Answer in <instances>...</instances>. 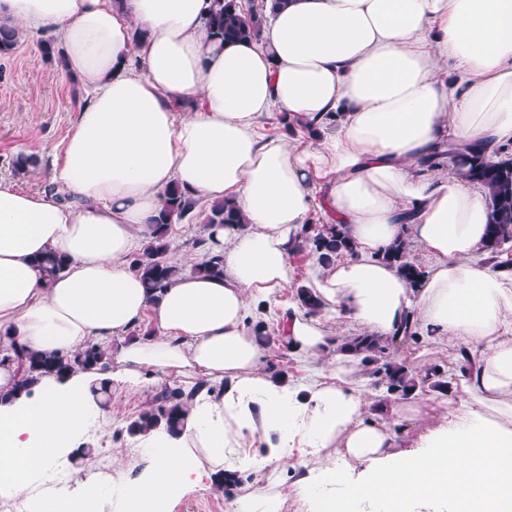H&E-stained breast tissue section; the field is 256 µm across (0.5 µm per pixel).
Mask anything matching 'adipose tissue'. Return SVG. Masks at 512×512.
Returning a JSON list of instances; mask_svg holds the SVG:
<instances>
[{"label": "adipose tissue", "mask_w": 512, "mask_h": 512, "mask_svg": "<svg viewBox=\"0 0 512 512\" xmlns=\"http://www.w3.org/2000/svg\"><path fill=\"white\" fill-rule=\"evenodd\" d=\"M209 4L0 0V23L53 39L87 97L53 191L0 180V344L107 352L0 403V493L29 512H173L254 464L261 438L275 463L334 451L292 485L307 512H512V269L486 259L483 187L428 165L452 144H512V0H288L257 39L224 45ZM272 110L339 119L303 146L258 134ZM175 183L235 202L246 223L209 230L223 278L187 273L155 298L130 257ZM315 210L356 253L314 273L321 315L282 323L294 359L327 361L329 381L302 389L263 371L249 320L288 286ZM402 236L430 261L417 289L381 260ZM49 250L69 265L48 284L33 260ZM409 311L474 357L447 415L413 441L399 425L415 407L368 397L359 358L337 350L340 323L389 336ZM144 322L151 335L131 337ZM163 375L224 389L195 394L179 435L134 438L112 472L90 457L58 480L114 411L101 385L145 397Z\"/></svg>", "instance_id": "1"}]
</instances>
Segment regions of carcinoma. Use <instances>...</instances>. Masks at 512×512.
Here are the masks:
<instances>
[{"instance_id": "1", "label": "carcinoma", "mask_w": 512, "mask_h": 512, "mask_svg": "<svg viewBox=\"0 0 512 512\" xmlns=\"http://www.w3.org/2000/svg\"><path fill=\"white\" fill-rule=\"evenodd\" d=\"M266 23L262 13L245 12L237 0H211L206 26L211 37L230 44L255 39ZM21 38L19 29L0 24V56L11 54ZM449 161L461 176L481 184L489 199V222L485 251L492 262L503 254V247L512 245V155L503 153L498 159L488 158L472 146L456 149ZM196 200L180 189L171 186L158 214L150 224L148 243L142 253L131 261L132 269L140 276L145 288L153 296L161 295L172 279L189 271L209 277L224 275V257L206 251L204 259L185 269L173 264L168 257L171 249L169 230L173 221L183 220L194 211ZM208 226L243 224L245 218L234 203L224 201L209 207L205 216ZM295 254H306L320 266L329 267L336 258L353 255L355 243L343 224H308L297 236L292 246ZM381 260L394 267L410 287L416 288L425 278V266L411 254V242L399 238L382 254ZM45 282L57 277L68 264L67 258L49 250L35 259ZM295 308L286 309L291 313L298 310L305 315H317L322 303L313 289L299 286L293 294ZM255 339L268 347L278 342L277 333L264 320L251 324ZM423 336L414 313L406 314L403 323L392 336L361 334L348 336L338 347L361 358V364L372 378L374 389L382 393V401L409 399L425 391L446 392L449 388L448 372L434 365L424 371L417 370L390 357L396 345L419 344ZM12 354L6 359L13 361L21 374L20 383L7 393H0V402H8L27 391L28 386L38 377L48 374L65 377L76 369L91 367L104 362V352L96 344L88 345L73 357L27 352L21 347L11 348ZM192 393L177 386L163 385L159 392L144 405L143 409L122 428L128 436L135 438L153 430H164L177 434L182 429L188 402Z\"/></svg>"}]
</instances>
